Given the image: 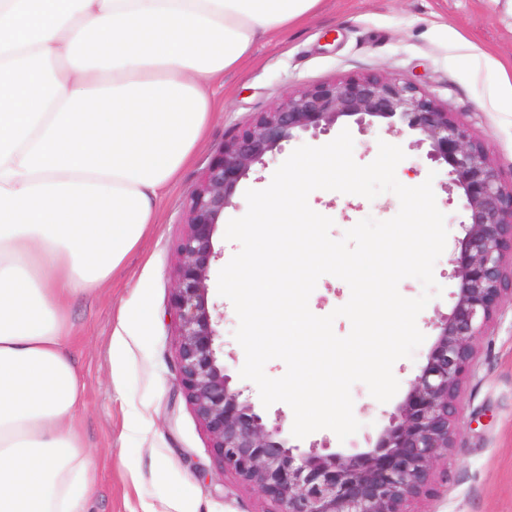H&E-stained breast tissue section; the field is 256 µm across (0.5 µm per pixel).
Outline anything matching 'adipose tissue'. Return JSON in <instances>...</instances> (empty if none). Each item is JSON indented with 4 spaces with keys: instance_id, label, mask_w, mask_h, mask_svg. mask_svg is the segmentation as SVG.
<instances>
[{
    "instance_id": "1",
    "label": "adipose tissue",
    "mask_w": 512,
    "mask_h": 512,
    "mask_svg": "<svg viewBox=\"0 0 512 512\" xmlns=\"http://www.w3.org/2000/svg\"><path fill=\"white\" fill-rule=\"evenodd\" d=\"M320 0H0V512H80L63 345L203 136L210 84Z\"/></svg>"
}]
</instances>
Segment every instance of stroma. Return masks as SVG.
Wrapping results in <instances>:
<instances>
[{"label":"stroma","instance_id":"35a3bbf8","mask_svg":"<svg viewBox=\"0 0 512 512\" xmlns=\"http://www.w3.org/2000/svg\"><path fill=\"white\" fill-rule=\"evenodd\" d=\"M376 73L413 82L453 112L485 142L503 180L512 179V111L503 96L512 87V0H323L311 15L254 44L242 65L209 87L214 113L190 162L156 205L155 220L140 244L98 289L72 297L71 334L64 346L77 369L84 404L78 429L95 473L85 512H274L259 488L241 482L211 453L209 438L176 384L178 330L171 307L187 205L225 139L289 92L350 76ZM348 129L358 164L371 163L379 142L400 146V183L432 180L446 216V247L434 266L442 294L417 318L425 336L413 358L395 362L399 390L377 402L365 384L351 389L360 430L339 441L328 429L298 440L300 450L324 446L353 453L372 446L418 374L436 331L434 321L454 306L458 281L452 260L469 214L459 191L446 190V166L431 161L416 134L395 135L384 126L361 128L353 119L318 135L301 133L281 151L253 166L224 210L225 219L247 211V189L269 186L276 169L301 145L322 146ZM310 207L333 219L332 238L366 217L387 220L399 211L391 193L374 200L316 190ZM220 251L207 285L211 302L224 307V364L232 385L259 402L256 385L241 379L245 353L234 338L238 318L219 295L218 274L239 251L216 230ZM350 298L341 279L322 276L309 298L311 312L331 314ZM455 448L441 451L431 491L409 512H512V301L476 343L474 368L460 397Z\"/></svg>","mask_w":512,"mask_h":512}]
</instances>
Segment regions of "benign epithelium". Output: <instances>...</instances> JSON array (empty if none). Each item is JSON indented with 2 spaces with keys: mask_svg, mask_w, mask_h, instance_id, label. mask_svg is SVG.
<instances>
[{
  "mask_svg": "<svg viewBox=\"0 0 512 512\" xmlns=\"http://www.w3.org/2000/svg\"><path fill=\"white\" fill-rule=\"evenodd\" d=\"M342 118L417 133L418 144L429 146L427 157L450 167V187L461 192L470 219L453 259L458 288L451 313L435 324L424 365L374 445L350 455L289 445L282 422L267 424L243 391L230 387L215 346L224 315L209 305L207 286L220 257L217 225L252 166L297 133H324ZM176 252L177 384L224 468L260 488L277 512H406L409 501L430 490L439 451L458 438L460 391L475 342L512 298V182L502 180L482 138L414 84L387 74L288 94L224 141L190 199Z\"/></svg>",
  "mask_w": 512,
  "mask_h": 512,
  "instance_id": "benign-epithelium-1",
  "label": "benign epithelium"
}]
</instances>
